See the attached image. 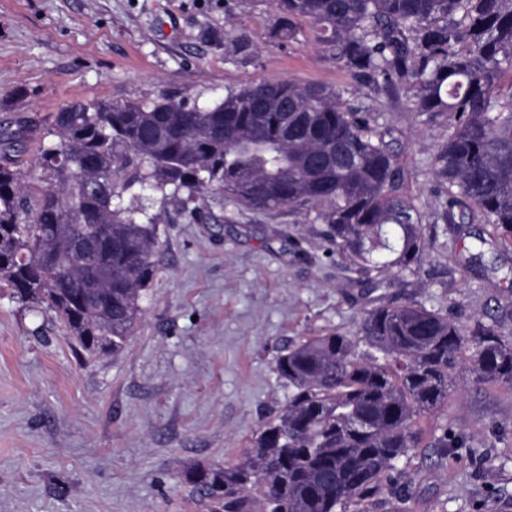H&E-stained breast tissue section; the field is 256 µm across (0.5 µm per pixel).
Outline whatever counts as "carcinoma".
<instances>
[{"mask_svg": "<svg viewBox=\"0 0 512 512\" xmlns=\"http://www.w3.org/2000/svg\"><path fill=\"white\" fill-rule=\"evenodd\" d=\"M272 37L308 23L336 67L408 111L448 115L433 176L436 224H491L512 246V0H274ZM395 128L338 87L272 78L200 105L74 102L54 113L25 183L15 163L24 126L0 127V288L49 311L90 357L116 354L155 275L157 224L141 203L181 192L227 193L256 211L285 205L326 225L331 253L379 288L417 276L429 239L403 192ZM86 224L109 230L92 271L71 250ZM512 386V336L468 328L414 298L365 310L359 335L329 333L276 361L286 405L230 466L182 479L203 512H367L418 446V419L457 389V372Z\"/></svg>", "mask_w": 512, "mask_h": 512, "instance_id": "obj_1", "label": "carcinoma"}]
</instances>
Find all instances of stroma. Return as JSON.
<instances>
[{
	"mask_svg": "<svg viewBox=\"0 0 512 512\" xmlns=\"http://www.w3.org/2000/svg\"><path fill=\"white\" fill-rule=\"evenodd\" d=\"M272 0H0V125L24 121L25 181L52 113L75 101L206 104L267 78L344 88L396 128L404 190L431 245L420 276L370 291L331 255L312 214L256 212L229 194L181 203L158 227L157 274L126 348L87 357L51 312L0 290V512H197L181 473L234 464L288 401L276 360L290 343L359 333L376 297H413L460 325L475 318L512 336V247L489 224H437L432 162L448 118L409 112L339 71L308 25L272 37ZM246 34L241 57L231 40ZM422 441L369 512H512V388L461 374L459 390L421 417ZM459 453L432 447L443 432Z\"/></svg>",
	"mask_w": 512,
	"mask_h": 512,
	"instance_id": "35a3bbf8",
	"label": "stroma"
}]
</instances>
